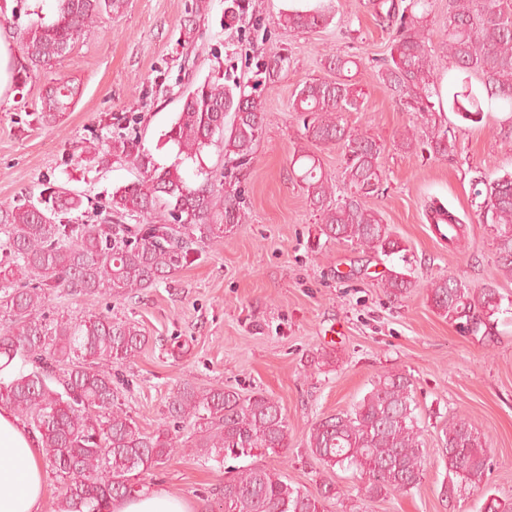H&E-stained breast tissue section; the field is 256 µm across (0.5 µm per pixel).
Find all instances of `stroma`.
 <instances>
[{
  "label": "stroma",
  "mask_w": 512,
  "mask_h": 512,
  "mask_svg": "<svg viewBox=\"0 0 512 512\" xmlns=\"http://www.w3.org/2000/svg\"><path fill=\"white\" fill-rule=\"evenodd\" d=\"M245 4L242 21L228 27L225 0H125L122 11L86 30L26 87L0 92V205L38 197L51 181L102 206L138 172L124 163L93 165L86 146L131 135L155 163L169 165L176 152L160 146L159 137L191 81L221 72L251 86L257 62L284 60L280 80L260 91L264 128L250 163L228 174L218 148L203 154L225 190L244 188L245 223L223 245L134 298H61L46 305L47 316L68 307L138 320L149 342L115 375L131 384L124 401L139 424L174 429L177 442L192 435L189 424L167 417L178 382L277 400L290 425L289 448L268 464L311 493L322 482L335 485L339 494L327 512H483L479 491L461 485L452 495L443 492V433L459 417L486 436L491 493L512 500V277L502 274L492 227L479 223L472 202L475 177L512 171V137L501 133L512 114L491 109L471 123L446 112L456 136L452 156L403 151L397 142L415 117L377 77L376 62L389 55L394 33L372 15L368 0H334L328 24L314 32L280 27L279 0ZM336 55L357 60L350 75L366 93L365 111L344 113L343 124L385 146L384 192L368 204L405 246L391 257L321 235L320 216L291 164L308 147L291 110L293 95L306 81L329 76L328 60ZM60 78L74 80L80 95L59 122L48 124L37 118L41 97ZM434 200L464 220L461 244L429 224L426 207ZM392 268L415 283L399 299L381 286ZM444 275L472 289H498L501 310L490 319V334L467 333L436 314L428 288ZM386 371L413 382L426 470L419 488L364 502L352 473L324 469L307 437L314 422L349 410ZM223 470L178 455L146 476L144 488L168 491L194 512H215Z\"/></svg>",
  "instance_id": "obj_1"
}]
</instances>
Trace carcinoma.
I'll return each instance as SVG.
<instances>
[{
    "label": "carcinoma",
    "mask_w": 512,
    "mask_h": 512,
    "mask_svg": "<svg viewBox=\"0 0 512 512\" xmlns=\"http://www.w3.org/2000/svg\"><path fill=\"white\" fill-rule=\"evenodd\" d=\"M56 15L16 32L19 53L12 72L14 86L64 57L85 29L123 8L124 0H57ZM374 13L395 28L396 38L378 69L380 83L409 112L431 129L424 140L403 135L400 147L428 148L449 156L456 137L443 127L433 97L440 95L431 52L447 56L455 71L448 85V108L478 123L484 108L512 112V10L502 0H448L444 32L430 45L425 0H370ZM325 10L290 12L282 25L290 31H313L326 24ZM357 62L331 58L330 79H312L294 94L291 111L304 135L318 148L330 143L344 150L345 179L340 194L315 152L296 157L299 180L321 217V234L382 253L403 251L382 214L367 205L384 180L385 147L377 139L341 124L343 112H362L364 92L345 72ZM482 77L483 87L471 83ZM79 87L60 79L42 99L43 121L68 111ZM262 103L246 87L225 76L209 75L188 91L181 111L162 134L176 149L168 166L156 164L141 144L123 136L108 137L94 147L104 164L126 162L141 178L112 189L104 209L79 219L82 198L63 186L46 187L48 196L0 207V404L8 407L37 435L43 460L62 484L57 512H112L131 496L140 477L166 465L179 453L218 464L231 456H281L289 447V424L274 398L243 396L223 387L200 389L190 382L177 387L167 412L176 422L188 420L190 443L176 446L169 430L147 431L130 414L112 384L107 367L134 360L148 342L142 325L107 313L77 312L49 319L40 313L50 297H133L194 263L206 248L224 242L241 221L244 192L224 193L210 178L190 182L182 165L202 158L214 136L224 146V162L233 168L249 163L262 135ZM230 122H224L225 118ZM479 220L494 228L502 271L512 275V172L473 183ZM428 220L441 238L466 237L464 221L439 205H428ZM386 292L398 299L413 282L404 272L388 270ZM428 299L437 313L463 319L473 333L487 326L500 309L501 297L488 285L474 291L453 277L431 283ZM411 379L386 372L351 410L312 424L307 446L328 469L359 473L364 500L409 492L422 483L426 459L415 416ZM448 493L455 480L486 496L484 512H512V501L489 493L493 470L486 439L467 418H458L444 434ZM325 483L309 493L265 464L242 467L224 480L218 512H324L336 497Z\"/></svg>",
    "instance_id": "cac0c4a2"
}]
</instances>
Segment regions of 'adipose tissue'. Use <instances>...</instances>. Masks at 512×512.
Returning <instances> with one entry per match:
<instances>
[{"mask_svg": "<svg viewBox=\"0 0 512 512\" xmlns=\"http://www.w3.org/2000/svg\"><path fill=\"white\" fill-rule=\"evenodd\" d=\"M42 448L6 407H0V512H40Z\"/></svg>", "mask_w": 512, "mask_h": 512, "instance_id": "adipose-tissue-1", "label": "adipose tissue"}]
</instances>
